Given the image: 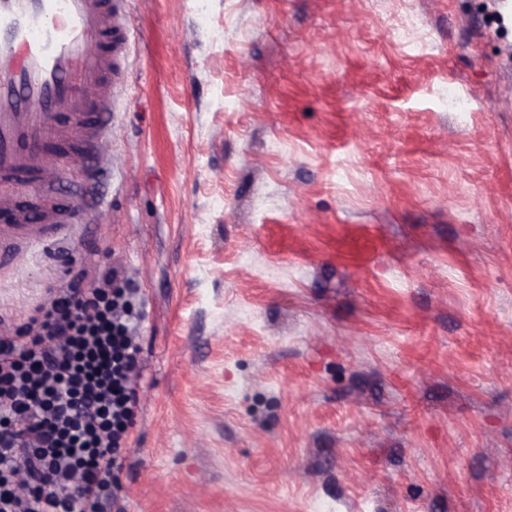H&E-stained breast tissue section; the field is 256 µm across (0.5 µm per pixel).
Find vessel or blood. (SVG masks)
<instances>
[{
  "label": "vessel or blood",
  "mask_w": 512,
  "mask_h": 512,
  "mask_svg": "<svg viewBox=\"0 0 512 512\" xmlns=\"http://www.w3.org/2000/svg\"><path fill=\"white\" fill-rule=\"evenodd\" d=\"M127 0H0V254L21 236L47 242V229L83 223L58 197L50 153L95 157L82 182L112 168L102 147L112 132V86L129 41ZM35 186L18 201L2 186Z\"/></svg>",
  "instance_id": "obj_1"
}]
</instances>
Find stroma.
I'll return each mask as SVG.
<instances>
[{
  "instance_id": "stroma-1",
  "label": "stroma",
  "mask_w": 512,
  "mask_h": 512,
  "mask_svg": "<svg viewBox=\"0 0 512 512\" xmlns=\"http://www.w3.org/2000/svg\"><path fill=\"white\" fill-rule=\"evenodd\" d=\"M499 8L128 0L109 206L0 267V336L65 261L138 290L105 512H512Z\"/></svg>"
}]
</instances>
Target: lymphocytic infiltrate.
Segmentation results:
<instances>
[{"instance_id": "obj_1", "label": "lymphocytic infiltrate", "mask_w": 512, "mask_h": 512, "mask_svg": "<svg viewBox=\"0 0 512 512\" xmlns=\"http://www.w3.org/2000/svg\"><path fill=\"white\" fill-rule=\"evenodd\" d=\"M122 279L68 269L33 335L0 336V512H102L114 496L141 378ZM20 477L38 492H19Z\"/></svg>"}]
</instances>
